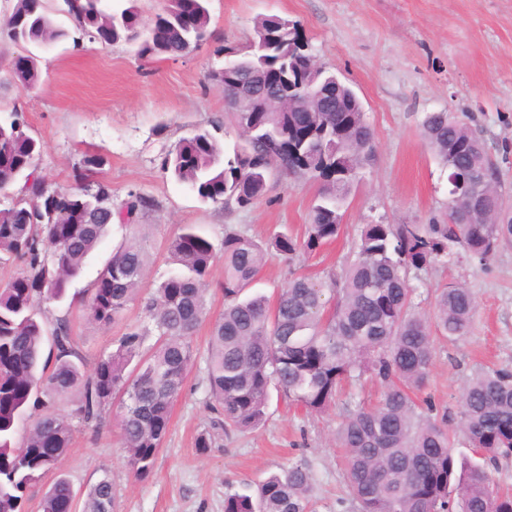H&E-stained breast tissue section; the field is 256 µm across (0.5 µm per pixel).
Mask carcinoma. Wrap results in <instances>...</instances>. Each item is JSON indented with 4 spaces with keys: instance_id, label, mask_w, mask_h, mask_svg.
Segmentation results:
<instances>
[{
    "instance_id": "1",
    "label": "carcinoma",
    "mask_w": 512,
    "mask_h": 512,
    "mask_svg": "<svg viewBox=\"0 0 512 512\" xmlns=\"http://www.w3.org/2000/svg\"><path fill=\"white\" fill-rule=\"evenodd\" d=\"M209 0H194L192 22L183 20L184 0H165L139 38L133 0H63L81 34L101 44L139 43L141 56L183 57L211 39ZM11 42L30 54V65L12 72L15 83L37 85L41 71L34 50L68 36L45 0H13L4 15ZM253 43L265 51L240 60L237 79L273 112H231L229 117L253 148L226 156L213 135L199 129L179 139L162 167L201 201L239 208L268 190L272 174L316 185L306 237L277 232L257 241L226 225L215 249L197 225L185 224L167 240L174 268L146 300V324H134L115 348L84 370L85 355L66 316L52 328L41 305L64 300L69 284L113 222L131 225L152 206L130 192L112 207V188L93 179L103 164L83 155L74 178L62 189L38 172L41 143L14 109L0 117V187L21 184L17 198L0 208V264L15 265L0 284V512H27L28 491L55 470L66 454L74 424L99 432L119 408L118 426L126 465L143 479L154 468L167 434L173 402L196 364L191 337L207 318V278L224 263V311L215 321L204 380L208 407L224 431L249 430L266 418L272 397L321 413L336 404L342 387L368 380L382 388L371 408L346 397L336 443L345 449L350 512H512V494L495 485L491 469L512 455V370L480 369L459 396L458 420L437 419L425 388L434 338L469 335L476 300L470 289L450 283L433 292V310H419L410 275L446 263L459 252L481 262L512 247V215L499 203L500 181L472 117L429 112L425 139L448 176L469 174V199L448 198L443 222L364 224L354 258L341 274L324 281L294 274L275 301L246 296V288L269 252L291 259L335 240L342 209L362 160L373 151L374 134L346 85L323 98H303V66L284 59L283 44L308 53L299 24L278 16L261 18ZM266 65L284 67L289 86L269 89L259 80ZM149 265L143 239L131 233L112 251L88 290L84 305L101 326L120 318L134 299ZM70 399L67 415L54 398ZM464 445L470 454L456 451ZM307 464L295 461L255 485L224 495V512H314ZM75 495L62 473L44 491L39 512H59ZM112 479L105 473L84 494L82 512H113Z\"/></svg>"
}]
</instances>
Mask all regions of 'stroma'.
Instances as JSON below:
<instances>
[{
	"instance_id": "obj_1",
	"label": "stroma",
	"mask_w": 512,
	"mask_h": 512,
	"mask_svg": "<svg viewBox=\"0 0 512 512\" xmlns=\"http://www.w3.org/2000/svg\"><path fill=\"white\" fill-rule=\"evenodd\" d=\"M61 0H46L68 38L41 49V79L31 89L9 80L16 53L0 30V112L20 109L43 143L39 167L51 184L73 183L84 154L99 155L101 178L120 204L128 191L153 201L137 222L148 236L151 266L142 293L153 291L171 261L169 237L185 224L198 225L221 245L224 227L235 224L255 239L281 231L302 236L314 186L298 178H272L269 191L247 208L202 203L176 184L160 165L179 138L208 129L225 153L243 137L228 123L222 85L210 81L223 68L226 52H243L258 19L279 15L297 21L316 62L336 74L361 100L374 132V148L345 206L339 237L321 251L288 260L271 255L252 290L269 298L288 283L290 272L325 279L351 259L365 224H426L442 218L448 203V173L426 147L425 113L470 114L496 164L501 203L512 211V0H210L211 41L177 58L140 59L136 46L105 45L81 37L60 13ZM112 228L87 258L81 277L68 289L69 302L47 304L48 316L67 315L87 364L111 351L130 323L143 321L139 301L121 320L102 328L87 316L80 298L122 238ZM223 263L209 276V314L192 338L205 356L215 320L224 310L220 291ZM451 281L465 283L477 301L468 336L438 340L422 397L439 412L456 417L458 397L470 376L486 365L512 369V248L488 264L467 258L421 271L416 284L422 311L428 293ZM202 365H195L175 401L167 436L152 473L136 479L124 462L119 429L109 422L99 433L75 428L72 445L58 468L77 493L109 473L114 512H224L228 487L255 483L304 459L313 477L315 512H348L341 449L334 443L340 406L320 414L283 401L271 402L259 429L216 434L199 452L195 439L211 427Z\"/></svg>"
}]
</instances>
